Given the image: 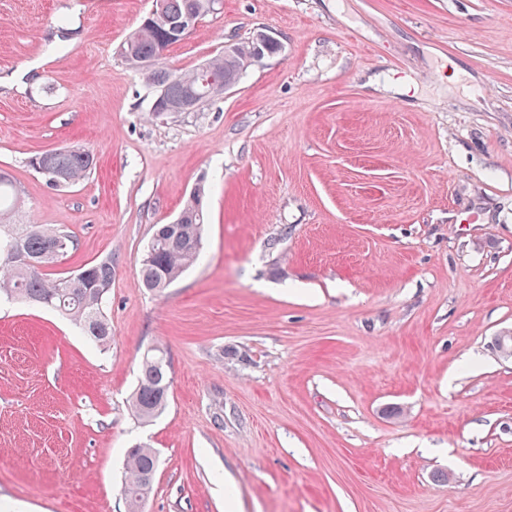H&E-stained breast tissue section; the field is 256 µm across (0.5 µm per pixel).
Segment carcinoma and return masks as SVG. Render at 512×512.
Returning <instances> with one entry per match:
<instances>
[{
  "label": "carcinoma",
  "mask_w": 512,
  "mask_h": 512,
  "mask_svg": "<svg viewBox=\"0 0 512 512\" xmlns=\"http://www.w3.org/2000/svg\"><path fill=\"white\" fill-rule=\"evenodd\" d=\"M164 4V16L154 25L139 27L125 39L123 47L133 48V53L124 56L130 66L137 68L142 61L155 57L161 46L169 44V22L202 8L204 0H164ZM261 53L274 54L276 50L264 46L259 39L236 43L224 54L208 61V73L220 75L224 82L234 86L246 72L248 61ZM166 74L163 68L143 72L148 83L167 87L168 104L204 91L206 74L199 69L180 73L178 81L173 83L168 82ZM35 164L46 172L49 184L65 186L76 184L89 175L95 160L88 150L70 145L32 157L29 165ZM180 216L179 224L159 225L147 248L140 276L144 287L151 291H164L201 257L205 215L198 207V200L189 199ZM63 240L72 242L68 233L38 224H21L11 233H0V254L19 249L29 260L27 264L0 262V297L17 298L58 311L68 316L91 341L105 346L112 337V326L103 309L105 296L112 286V262L101 260L86 265L74 275L50 273L48 269L63 257L57 248V243ZM168 397L167 353L164 348L155 346L141 360L131 412L138 418L152 419L166 408ZM157 466L155 449L139 445L129 450L122 485L128 512H142Z\"/></svg>",
  "instance_id": "cac0c4a2"
}]
</instances>
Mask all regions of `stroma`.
<instances>
[{
  "instance_id": "obj_1",
  "label": "stroma",
  "mask_w": 512,
  "mask_h": 512,
  "mask_svg": "<svg viewBox=\"0 0 512 512\" xmlns=\"http://www.w3.org/2000/svg\"><path fill=\"white\" fill-rule=\"evenodd\" d=\"M155 0H0L5 224L112 262L99 347L0 300V512H512V0H222L165 68L282 46L222 97L151 118L119 54ZM96 167L53 187L31 157ZM205 184L203 257L139 268ZM165 349L168 404L129 408ZM38 165L53 186L73 185L90 174L95 166L94 156L79 145L50 150L32 157L29 165ZM158 466L154 448L139 445L128 452L122 493L129 512H141L142 504L149 493Z\"/></svg>"
}]
</instances>
